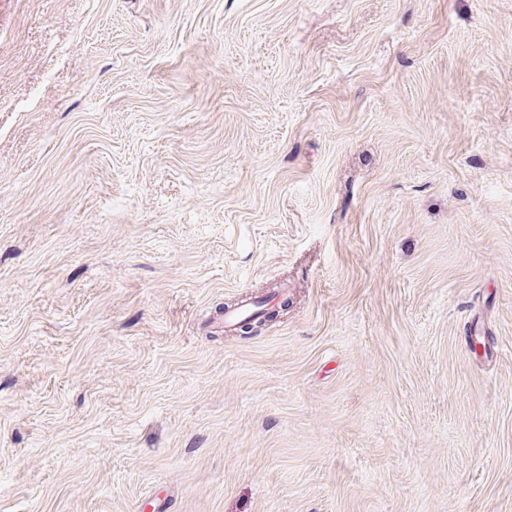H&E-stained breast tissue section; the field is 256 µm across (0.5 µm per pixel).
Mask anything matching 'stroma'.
Segmentation results:
<instances>
[{"instance_id":"obj_1","label":"stroma","mask_w":512,"mask_h":512,"mask_svg":"<svg viewBox=\"0 0 512 512\" xmlns=\"http://www.w3.org/2000/svg\"><path fill=\"white\" fill-rule=\"evenodd\" d=\"M156 497L512 512V0H0V512Z\"/></svg>"}]
</instances>
